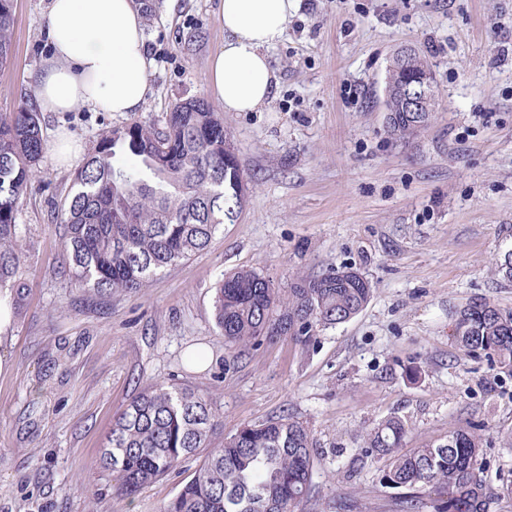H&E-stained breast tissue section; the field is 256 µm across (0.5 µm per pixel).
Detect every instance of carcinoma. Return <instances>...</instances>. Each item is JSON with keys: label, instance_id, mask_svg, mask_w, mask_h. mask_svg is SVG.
Returning a JSON list of instances; mask_svg holds the SVG:
<instances>
[{"label": "carcinoma", "instance_id": "cac0c4a2", "mask_svg": "<svg viewBox=\"0 0 512 512\" xmlns=\"http://www.w3.org/2000/svg\"><path fill=\"white\" fill-rule=\"evenodd\" d=\"M13 0H0V63L12 53ZM430 69L407 57L387 80ZM438 88L411 118L429 122ZM45 149L40 113L22 106L0 115V291L25 301L23 254L27 228L17 223ZM247 172L224 131V120L203 98L173 105L165 125L133 123L105 132L74 177L64 205L62 268L80 288L138 293L167 268L205 250L220 226L242 208ZM495 270L512 281V248ZM343 266L298 275L279 288L254 269L225 273L214 286L213 317L224 343L244 351L278 336L305 348L320 332L358 315L371 282ZM451 337L459 349L492 359L512 374V308L481 301L457 314ZM224 427L217 402L187 386L151 383L112 421L99 457L114 490L131 496L208 447ZM408 422L391 415L369 429L357 453L387 458L382 482L397 491L400 512H488L495 498L512 500V483L493 491L477 474L484 436L465 421L448 436L404 448ZM317 464L306 422L283 414L244 423L208 453L163 512H295L309 495Z\"/></svg>", "mask_w": 512, "mask_h": 512}]
</instances>
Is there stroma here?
Instances as JSON below:
<instances>
[{
    "instance_id": "1",
    "label": "stroma",
    "mask_w": 512,
    "mask_h": 512,
    "mask_svg": "<svg viewBox=\"0 0 512 512\" xmlns=\"http://www.w3.org/2000/svg\"><path fill=\"white\" fill-rule=\"evenodd\" d=\"M154 61L152 93L124 115L78 107L41 115L50 146L64 132L81 154L106 131L163 124L180 101L224 115L248 173L246 201L207 249L138 294L75 287L60 274L61 206L77 164L45 151L17 221L27 300L0 343V512H163L207 454L130 497L98 465L112 419L146 384L212 395L224 429L282 413L307 420L320 461L298 512H396L380 482L386 459H358L366 429L391 414L407 447L483 427L486 466L512 479V376L450 337L475 301L512 307L494 261L512 248V0H296L270 49L277 84L258 112H228L209 88L224 42L220 0H139ZM50 0H13L14 48L0 67V114L35 105L34 76L49 53ZM404 45L434 66L441 107L414 139L386 128L387 67ZM356 267L374 291L350 321L305 350L288 337L237 356L219 336L212 294L224 272L255 269L284 286L298 275ZM210 361L186 362L196 348Z\"/></svg>"
}]
</instances>
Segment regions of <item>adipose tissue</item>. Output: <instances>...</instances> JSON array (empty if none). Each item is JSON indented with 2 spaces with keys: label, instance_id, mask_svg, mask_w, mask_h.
<instances>
[{
  "label": "adipose tissue",
  "instance_id": "ef3b65f1",
  "mask_svg": "<svg viewBox=\"0 0 512 512\" xmlns=\"http://www.w3.org/2000/svg\"><path fill=\"white\" fill-rule=\"evenodd\" d=\"M293 7L294 0H222L224 43L210 59V89L225 111L269 103L276 76L268 52L283 39ZM46 25L52 53L35 76L41 111H141L152 60L135 0H50Z\"/></svg>",
  "mask_w": 512,
  "mask_h": 512
}]
</instances>
